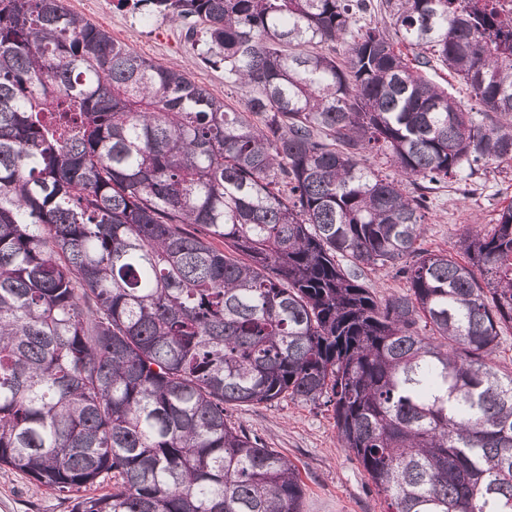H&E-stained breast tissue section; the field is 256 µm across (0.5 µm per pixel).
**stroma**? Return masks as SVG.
Instances as JSON below:
<instances>
[{
    "label": "stroma",
    "mask_w": 512,
    "mask_h": 512,
    "mask_svg": "<svg viewBox=\"0 0 512 512\" xmlns=\"http://www.w3.org/2000/svg\"><path fill=\"white\" fill-rule=\"evenodd\" d=\"M68 8L107 30L140 55L177 65L192 80L231 108H242L245 93L224 79L223 69L205 65L179 25L163 18L144 23L116 10L112 0H66ZM512 204V161L463 172L428 196L424 246L450 249L467 230L490 231ZM230 419L258 435L295 464L305 483L303 512H384L385 505L356 458L343 448L332 410L283 400L238 406ZM74 493L51 492L26 476L0 474V512H71Z\"/></svg>",
    "instance_id": "obj_1"
}]
</instances>
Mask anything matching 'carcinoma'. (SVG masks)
Here are the masks:
<instances>
[{
	"label": "carcinoma",
	"mask_w": 512,
	"mask_h": 512,
	"mask_svg": "<svg viewBox=\"0 0 512 512\" xmlns=\"http://www.w3.org/2000/svg\"><path fill=\"white\" fill-rule=\"evenodd\" d=\"M113 3L181 24L244 111L64 0H0V470L113 481L72 512H301L227 413L288 398L332 408L386 512H512V204L422 247L426 193L512 161V0H382L394 33L358 35L371 0ZM424 75L438 85L448 88V92L465 105L469 106L470 104H474V101L471 100L470 94L465 85H463L458 78L451 75L448 72V68L435 64L433 69L427 70ZM365 283L373 289L380 298L403 294L407 290L405 278L397 270L389 267L371 266L363 268Z\"/></svg>",
	"instance_id": "cac0c4a2"
}]
</instances>
